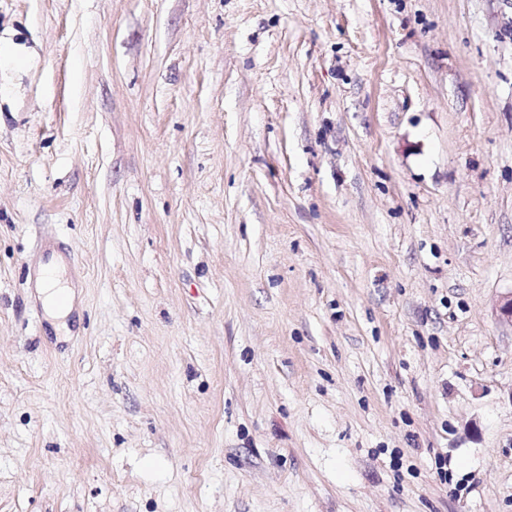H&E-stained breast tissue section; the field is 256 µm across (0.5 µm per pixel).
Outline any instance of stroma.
<instances>
[{"instance_id":"obj_1","label":"stroma","mask_w":512,"mask_h":512,"mask_svg":"<svg viewBox=\"0 0 512 512\" xmlns=\"http://www.w3.org/2000/svg\"><path fill=\"white\" fill-rule=\"evenodd\" d=\"M511 292L512 0H0V512H512ZM36 288L46 314L65 328L64 320L74 307L76 292L60 260L56 259L50 267H41Z\"/></svg>"}]
</instances>
